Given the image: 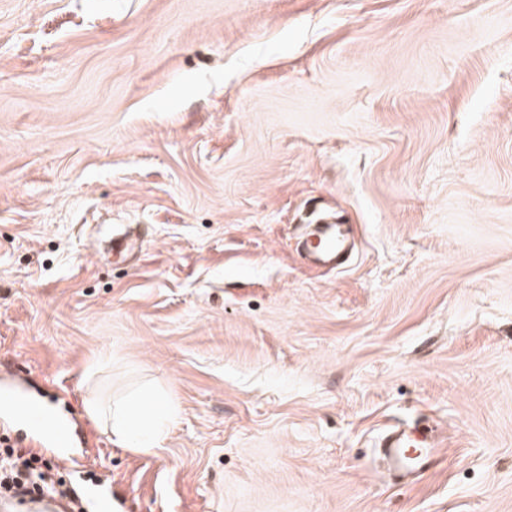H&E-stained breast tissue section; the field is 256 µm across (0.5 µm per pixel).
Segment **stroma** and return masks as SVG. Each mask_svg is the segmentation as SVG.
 Wrapping results in <instances>:
<instances>
[{
	"instance_id": "stroma-1",
	"label": "stroma",
	"mask_w": 512,
	"mask_h": 512,
	"mask_svg": "<svg viewBox=\"0 0 512 512\" xmlns=\"http://www.w3.org/2000/svg\"><path fill=\"white\" fill-rule=\"evenodd\" d=\"M0 359L116 512H512V0H0ZM305 247L310 262L336 268L350 251L351 243L343 224H319ZM112 421V436L119 445L148 449L154 447L164 425L172 419L174 410L166 400L134 397L113 406L112 403L95 407ZM145 415H149L147 419ZM431 432V429H393L380 443L391 470L401 476L428 471L436 462L440 448Z\"/></svg>"
}]
</instances>
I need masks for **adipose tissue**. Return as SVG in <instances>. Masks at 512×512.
<instances>
[{
	"label": "adipose tissue",
	"mask_w": 512,
	"mask_h": 512,
	"mask_svg": "<svg viewBox=\"0 0 512 512\" xmlns=\"http://www.w3.org/2000/svg\"><path fill=\"white\" fill-rule=\"evenodd\" d=\"M102 411L112 423V435L117 444L148 449L154 447L164 425L172 419L174 410L164 400L135 397Z\"/></svg>",
	"instance_id": "ef3b65f1"
}]
</instances>
